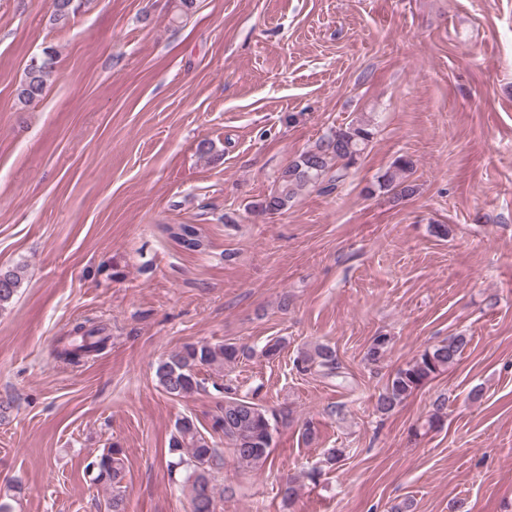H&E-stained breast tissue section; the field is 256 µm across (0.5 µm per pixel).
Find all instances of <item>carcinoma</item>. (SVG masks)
Segmentation results:
<instances>
[{"label":"carcinoma","mask_w":512,"mask_h":512,"mask_svg":"<svg viewBox=\"0 0 512 512\" xmlns=\"http://www.w3.org/2000/svg\"><path fill=\"white\" fill-rule=\"evenodd\" d=\"M88 0H51V20L65 27ZM56 65L55 53L50 48L42 50L39 57L31 59L25 75L16 89L18 105L25 108L38 102L46 88L47 79ZM373 128L368 120L351 121L321 137L315 145L299 154L278 178L277 185L260 205L261 213L275 215L288 209L296 196L304 190L330 194L337 190L348 177L369 143ZM414 168L413 162L400 157L392 168L378 180L377 190L383 194H395L403 200L413 196L416 187L406 179V173ZM165 232L169 237L189 250L203 246L198 229L192 224H168ZM22 276L17 267L0 268V309L9 305L20 288ZM110 334L107 327L93 322H77L68 335L59 339L61 347L54 350L59 361L78 365L103 351ZM390 337H374L367 357L372 362L383 358ZM468 343L467 337L458 334L428 347L412 361L396 370L386 387L378 395L377 408L388 412L422 388L437 375L457 363ZM247 355V351L232 343H186L172 351L156 368V378L162 391L171 398H185L200 387L199 374L207 369L219 375L224 366L233 364ZM306 371L317 368L325 377L339 375L335 351L328 345L317 344L300 357ZM277 414L255 402L228 398L211 418L210 430L221 434L233 447L234 462L240 470H254L268 461L273 434L277 431ZM174 460L170 466L185 471V483L190 498V512H216V485L214 463L219 459L218 449L201 432L190 416H183L175 423L169 446ZM95 472L94 481L112 489L108 503L109 512H126L121 494L126 477L123 450L107 448L88 463Z\"/></svg>","instance_id":"cac0c4a2"}]
</instances>
